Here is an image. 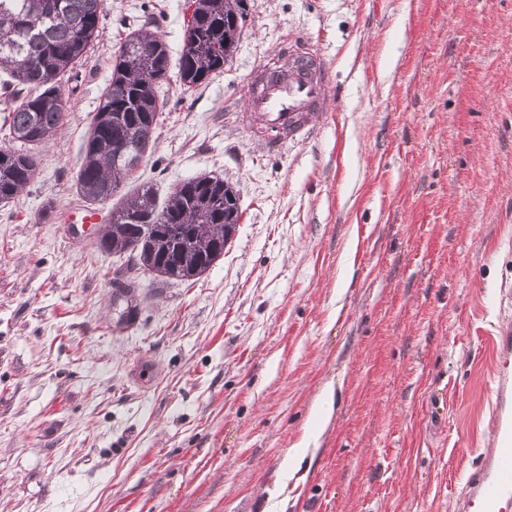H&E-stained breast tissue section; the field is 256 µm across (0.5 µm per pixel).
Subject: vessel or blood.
<instances>
[{
  "mask_svg": "<svg viewBox=\"0 0 512 512\" xmlns=\"http://www.w3.org/2000/svg\"><path fill=\"white\" fill-rule=\"evenodd\" d=\"M326 91L319 64L299 55L288 74L276 68L262 70L244 105L265 126L293 137L303 130L304 116L319 108ZM492 383L487 421L492 451L468 474L457 512H512V331L508 329L500 330L495 341Z\"/></svg>",
  "mask_w": 512,
  "mask_h": 512,
  "instance_id": "obj_1",
  "label": "vessel or blood"
}]
</instances>
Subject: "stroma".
<instances>
[{
  "label": "stroma",
  "mask_w": 512,
  "mask_h": 512,
  "mask_svg": "<svg viewBox=\"0 0 512 512\" xmlns=\"http://www.w3.org/2000/svg\"><path fill=\"white\" fill-rule=\"evenodd\" d=\"M189 4L104 0L64 126L0 203V512H456L512 327V0H247L223 73L187 91ZM141 27L171 76L122 193L216 175L242 215L200 278L139 274L129 323L133 262L95 245L113 204L76 182ZM299 47L329 92L270 147L243 97ZM302 441L282 510L269 491Z\"/></svg>",
  "instance_id": "stroma-1"
}]
</instances>
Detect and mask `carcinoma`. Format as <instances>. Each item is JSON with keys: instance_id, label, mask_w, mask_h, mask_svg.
I'll return each instance as SVG.
<instances>
[{"instance_id": "1", "label": "carcinoma", "mask_w": 512, "mask_h": 512, "mask_svg": "<svg viewBox=\"0 0 512 512\" xmlns=\"http://www.w3.org/2000/svg\"><path fill=\"white\" fill-rule=\"evenodd\" d=\"M104 0H0V95L12 141L0 145V203L34 178V150L61 128L67 112L61 78L75 69L100 34ZM185 48L176 79L188 91L224 72L247 15L246 0H192ZM169 74L165 41L131 32L119 49L109 84L83 148L78 190L89 203L104 202L151 154L163 104L156 89ZM233 186L199 175L178 184L164 205L144 185L112 210L96 240L105 253H127L134 266L166 280L190 281L223 255L240 224Z\"/></svg>"}]
</instances>
